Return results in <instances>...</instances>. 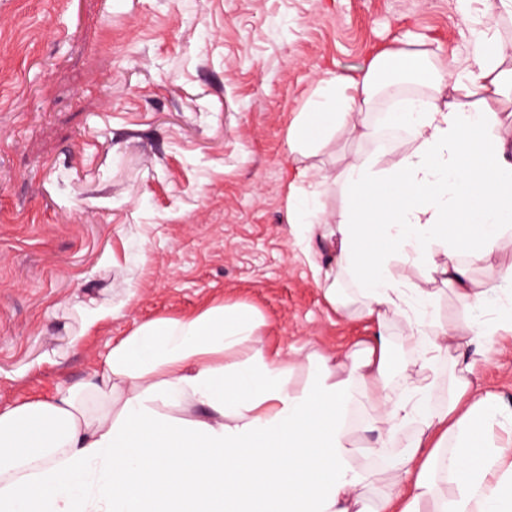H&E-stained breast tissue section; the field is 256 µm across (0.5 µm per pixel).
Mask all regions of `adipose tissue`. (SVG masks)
Returning <instances> with one entry per match:
<instances>
[{"label":"adipose tissue","instance_id":"obj_1","mask_svg":"<svg viewBox=\"0 0 512 512\" xmlns=\"http://www.w3.org/2000/svg\"><path fill=\"white\" fill-rule=\"evenodd\" d=\"M472 36L459 71L398 49L362 74L331 77L289 130L291 148L306 154L343 129L371 139L361 114L382 75L396 78L388 120L411 150L388 168L354 156L288 194L289 223L327 246L306 253L325 299L345 305L340 282L351 276L372 340L309 354L311 381L296 390L290 365L266 353L263 318L245 306L142 323L87 379L0 409V512H512V450L490 435L493 425L512 426V406L473 394L470 380L477 356L498 332H512V267L500 281L477 282L468 266L512 226V145L494 109L512 101V46L480 21ZM403 78L423 93H404ZM469 97L477 108L465 106ZM324 183L344 188L333 217L320 203ZM398 263L422 269L423 282L396 275ZM436 281L491 318L437 327ZM396 325L415 351L400 391L385 382ZM443 360L453 369L448 381L436 369ZM356 381L377 411L376 439L364 451L395 477L373 497L346 423ZM185 403L207 419L171 416Z\"/></svg>","mask_w":512,"mask_h":512}]
</instances>
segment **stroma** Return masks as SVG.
<instances>
[{"mask_svg": "<svg viewBox=\"0 0 512 512\" xmlns=\"http://www.w3.org/2000/svg\"><path fill=\"white\" fill-rule=\"evenodd\" d=\"M0 0V408L52 396L137 325L215 304L261 315L268 353L367 342L356 285L331 306L286 217L297 171L355 154L389 166L396 137L338 132L303 156L288 130L322 80L398 48L464 68L468 17L512 43L487 0ZM108 308L78 346L85 308ZM474 392L512 402V335Z\"/></svg>", "mask_w": 512, "mask_h": 512, "instance_id": "35a3bbf8", "label": "stroma"}]
</instances>
